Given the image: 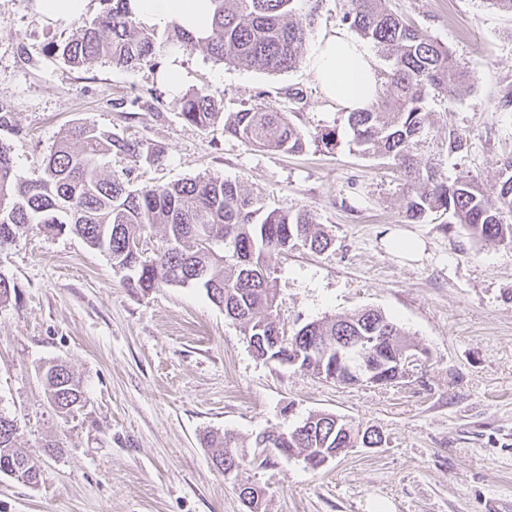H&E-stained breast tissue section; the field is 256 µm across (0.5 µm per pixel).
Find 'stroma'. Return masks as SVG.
Segmentation results:
<instances>
[{
    "label": "stroma",
    "mask_w": 512,
    "mask_h": 512,
    "mask_svg": "<svg viewBox=\"0 0 512 512\" xmlns=\"http://www.w3.org/2000/svg\"><path fill=\"white\" fill-rule=\"evenodd\" d=\"M389 5L474 76L464 96L429 95L420 158L435 160L444 180L469 172L493 185L512 153V109H495L512 86V13L484 0ZM341 7L322 0L304 58L288 72L243 69L196 48L180 53L172 88L158 79L170 52L134 68L78 70L55 51L71 26L49 21L34 0H0V103L10 112L0 144L18 179L36 178L63 133L87 122L161 147L155 163L107 159V169L130 170L134 187L219 176L281 210L308 207L333 244L270 257L286 332L374 308L427 351L398 382L340 385L258 358L203 289L136 293L78 236L30 230L0 253V274L15 285L0 304V411L17 419L18 445L37 457L40 477L31 486L0 476V512H247L238 491L247 481L261 487L266 512H488L512 501V244L445 229L435 215L409 220L398 175L350 150L346 108L322 94L306 60L322 32L341 28ZM203 87L225 113L255 104L287 112L305 150L272 154L223 126L186 123L174 103ZM291 88L302 100H288ZM452 127L466 133L463 152L448 150ZM401 241L417 251L403 253ZM53 362L70 366L88 398L68 418L41 381ZM316 413L377 429L384 441L317 470L273 453L229 476L201 443L218 432L248 444ZM48 439L61 454H43Z\"/></svg>",
    "instance_id": "35a3bbf8"
}]
</instances>
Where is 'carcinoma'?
I'll list each match as a JSON object with an SVG mask.
<instances>
[{
    "mask_svg": "<svg viewBox=\"0 0 512 512\" xmlns=\"http://www.w3.org/2000/svg\"><path fill=\"white\" fill-rule=\"evenodd\" d=\"M104 11L79 23L57 45V53L73 68L109 62L132 68L148 63L157 48L201 47L217 61L245 69L280 73L295 68L313 28L322 0H211L213 28L197 38L176 24L163 41L156 28L143 25L127 8V0H106ZM341 22L384 53L386 68L377 73L379 96L365 108L350 111L347 123L356 150L400 173L405 181L406 216L423 221L442 212L448 224H462L481 240L512 243V154L501 160L498 179L487 189L464 173L453 182L441 179L431 162L414 152L431 128V113L423 101L429 90L450 96L466 94L474 83L448 47L392 11L387 0H344ZM180 118L208 130L220 118L219 106L206 89H196L175 102ZM224 132L268 152L299 153L306 146L288 113L255 106L224 118ZM158 150L133 142L93 124L70 127L41 164L35 180L20 181L14 173L10 148L0 145V237L32 228L55 235L72 233L112 259L131 266L127 287L143 295L165 285L193 284L237 321L244 335L279 336L276 348L258 345L256 355L280 364L296 362L304 371L328 381L354 385L346 365L336 357V344L355 336H370L369 360L379 381L391 384L403 377L397 361L405 339L400 328L381 311L362 309L350 315L310 322L291 336L279 325L273 288L274 270L268 257L296 248L322 253L332 239L302 207L294 212L267 205L220 177L188 179L149 187L130 186V173L106 174L101 161L111 155L154 160ZM161 226L165 249L147 259L128 249L142 231ZM47 399L61 417L74 415L87 403L79 378L63 363L43 372ZM327 415L309 417L298 439L279 435L255 438L254 447L278 454L297 450L315 456L333 448H373L383 435L367 428L354 439L340 436ZM17 420L0 413V475L35 486L39 466L35 456L17 448ZM204 445L211 459L240 467L244 456L232 435L209 434Z\"/></svg>",
    "mask_w": 512,
    "mask_h": 512,
    "instance_id": "1",
    "label": "carcinoma"
}]
</instances>
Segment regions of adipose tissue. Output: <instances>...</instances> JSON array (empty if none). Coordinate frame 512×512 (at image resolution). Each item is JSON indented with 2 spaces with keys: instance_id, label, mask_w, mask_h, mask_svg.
Segmentation results:
<instances>
[{
  "instance_id": "adipose-tissue-1",
  "label": "adipose tissue",
  "mask_w": 512,
  "mask_h": 512,
  "mask_svg": "<svg viewBox=\"0 0 512 512\" xmlns=\"http://www.w3.org/2000/svg\"><path fill=\"white\" fill-rule=\"evenodd\" d=\"M131 11L144 23L163 28L175 23L198 37L213 26L211 0H129ZM323 94L347 110L365 107L376 94V74L367 50L343 31L332 30L316 42L310 60Z\"/></svg>"
}]
</instances>
